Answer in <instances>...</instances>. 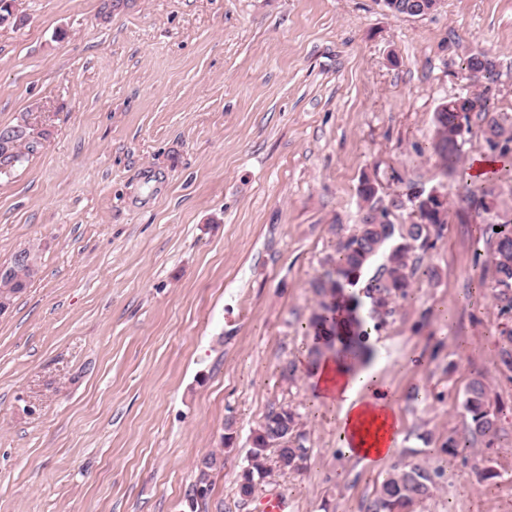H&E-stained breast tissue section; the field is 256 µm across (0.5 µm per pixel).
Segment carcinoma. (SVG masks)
<instances>
[{
  "mask_svg": "<svg viewBox=\"0 0 512 512\" xmlns=\"http://www.w3.org/2000/svg\"><path fill=\"white\" fill-rule=\"evenodd\" d=\"M466 68L482 77H491L496 70L495 60L473 54ZM487 115L485 140L493 150H512V126L506 127L499 116L490 113L488 100L480 96L454 97L440 105L433 122L437 142L435 149L446 169L452 171L460 160V147L470 133V114ZM35 141L30 132L13 127L0 132V156L8 161H21L34 151ZM362 201L359 224L343 234L336 230V256L327 260L328 269L312 285L318 297V308L310 318L309 327L314 339H325L331 345L339 343L338 356L357 361L369 352L365 339L371 331H380L397 314L398 301L407 298L413 276L419 270L420 253L433 247L431 236H440L447 224L448 207L423 193L412 192L413 220L409 224H379L375 214L387 212L397 201L386 200L370 178H363L357 188ZM481 225L482 235L491 250V288L500 314L512 315V225ZM31 270L24 265L14 268L10 279H0V295L13 299L30 278ZM346 318V331H341L338 314ZM500 373L512 381V331L506 332L499 351ZM463 434L453 431L444 436L442 451L456 457L480 443L489 448L498 434L499 400L491 396V384L480 375L466 387L462 402ZM307 433L303 430L302 415L290 405L271 407L251 436L247 469L241 471L238 495L246 501L259 484L278 470L279 475L298 472L309 458ZM221 459L213 452L199 465L197 484L210 488L209 473L220 466ZM440 467L433 469L394 463L381 481L365 512H412V509L431 496L436 479L442 477Z\"/></svg>",
  "mask_w": 512,
  "mask_h": 512,
  "instance_id": "cac0c4a2",
  "label": "carcinoma"
}]
</instances>
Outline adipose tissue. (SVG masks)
<instances>
[{
  "mask_svg": "<svg viewBox=\"0 0 512 512\" xmlns=\"http://www.w3.org/2000/svg\"><path fill=\"white\" fill-rule=\"evenodd\" d=\"M316 402L336 410V424L346 453H361L380 463L399 442V422L384 385L372 370L342 359L322 361L310 377Z\"/></svg>",
  "mask_w": 512,
  "mask_h": 512,
  "instance_id": "adipose-tissue-1",
  "label": "adipose tissue"
}]
</instances>
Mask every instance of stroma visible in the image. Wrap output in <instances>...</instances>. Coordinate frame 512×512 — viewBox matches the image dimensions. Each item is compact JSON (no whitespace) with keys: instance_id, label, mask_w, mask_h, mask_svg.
Wrapping results in <instances>:
<instances>
[{"instance_id":"stroma-1","label":"stroma","mask_w":512,"mask_h":512,"mask_svg":"<svg viewBox=\"0 0 512 512\" xmlns=\"http://www.w3.org/2000/svg\"><path fill=\"white\" fill-rule=\"evenodd\" d=\"M0 24V130L37 148L0 166V265L32 246L38 272L0 316V512H364L389 470L338 447L300 358L311 284L369 176L410 221V188L448 197L394 323L372 336L399 451L441 459L465 388L504 408L491 449L448 462L416 512H512V382L476 254L512 222V151L472 116L456 172L433 150L440 103L472 92L512 118V0H444L397 16L379 0H15ZM496 60L471 80L470 50ZM495 161L484 213L457 195L474 155ZM296 363L294 379L282 372ZM288 404L310 434L305 470L240 501L247 440ZM232 424L236 441L223 444ZM223 451L206 499L198 465ZM498 476L482 481L477 469Z\"/></svg>"}]
</instances>
